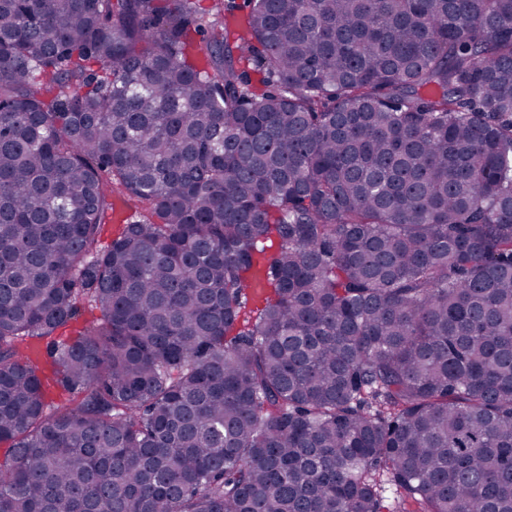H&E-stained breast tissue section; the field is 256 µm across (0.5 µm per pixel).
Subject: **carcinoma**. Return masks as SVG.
I'll return each mask as SVG.
<instances>
[{
	"label": "carcinoma",
	"mask_w": 512,
	"mask_h": 512,
	"mask_svg": "<svg viewBox=\"0 0 512 512\" xmlns=\"http://www.w3.org/2000/svg\"><path fill=\"white\" fill-rule=\"evenodd\" d=\"M195 2L0 0V512H512V0ZM112 211H109V219L107 225L105 227V231L103 232L99 244L98 250L105 249L111 242L112 238H115L121 231L124 223L116 221V209L117 207H121L126 214V219H131L138 215L141 212V206L134 202L130 201L127 197L114 195L112 196ZM125 219V220H126Z\"/></svg>",
	"instance_id": "1"
}]
</instances>
